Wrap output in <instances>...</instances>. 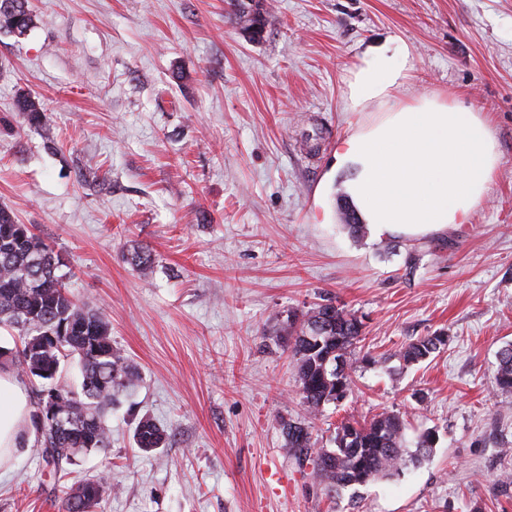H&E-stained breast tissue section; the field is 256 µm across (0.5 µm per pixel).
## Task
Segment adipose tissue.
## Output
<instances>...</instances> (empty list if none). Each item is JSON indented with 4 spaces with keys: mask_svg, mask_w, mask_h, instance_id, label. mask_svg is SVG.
I'll return each instance as SVG.
<instances>
[{
    "mask_svg": "<svg viewBox=\"0 0 512 512\" xmlns=\"http://www.w3.org/2000/svg\"><path fill=\"white\" fill-rule=\"evenodd\" d=\"M412 67L386 48L367 50L346 78V108L361 113L334 156L344 191L373 236L416 237L467 223L501 164L492 122L483 112L435 96L397 93ZM26 386L0 366V470L36 438Z\"/></svg>",
    "mask_w": 512,
    "mask_h": 512,
    "instance_id": "adipose-tissue-1",
    "label": "adipose tissue"
}]
</instances>
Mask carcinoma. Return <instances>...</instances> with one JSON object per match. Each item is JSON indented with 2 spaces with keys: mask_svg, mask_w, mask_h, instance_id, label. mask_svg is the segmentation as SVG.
Wrapping results in <instances>:
<instances>
[{
  "mask_svg": "<svg viewBox=\"0 0 512 512\" xmlns=\"http://www.w3.org/2000/svg\"><path fill=\"white\" fill-rule=\"evenodd\" d=\"M34 25L29 0H0V33L26 34ZM15 112L23 122L40 126L46 120L40 103L29 92L15 100ZM343 224L354 236L364 233L347 198H340ZM131 265L148 275L154 257L147 247L131 253ZM64 263L33 225L21 224L0 206V325L15 331L20 347L0 349V358L11 361L30 381H39L37 394L57 390L63 394L67 416L62 429L41 430L43 454L55 466L72 464L91 452L112 447L108 420L112 406L129 395L140 376L136 367L112 345L110 314L77 298L66 286ZM326 318L328 328L315 335L309 324ZM289 344L303 404L312 413L337 402L336 392H352V366L362 323L337 306L317 305L288 315ZM441 335L413 340L398 352L405 363L428 359L445 345ZM77 362L81 381L70 384L63 376L62 362ZM494 383L504 393L512 392V345L498 353ZM406 421L394 412H384L363 422L346 420L336 427L333 448H314L307 427L300 422L283 424L292 448L312 449L313 473L327 497L335 499L356 486L382 478H394L430 457L436 446L435 431L427 429L410 442ZM168 430L153 418H139L134 441L140 450L152 452L167 445ZM118 492L120 485H107L104 478L76 481L63 494L59 512H97L103 489Z\"/></svg>",
  "mask_w": 512,
  "mask_h": 512,
  "instance_id": "obj_1",
  "label": "carcinoma"
}]
</instances>
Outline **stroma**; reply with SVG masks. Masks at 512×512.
Segmentation results:
<instances>
[{"label": "stroma", "instance_id": "obj_1", "mask_svg": "<svg viewBox=\"0 0 512 512\" xmlns=\"http://www.w3.org/2000/svg\"><path fill=\"white\" fill-rule=\"evenodd\" d=\"M262 2L257 42L230 0H30L34 27L0 33V206L65 257L141 377L109 452L61 477L33 444L0 473V512H59L100 475L121 485L102 512H512V393L493 383L512 343V0ZM385 45L413 63L401 99L488 113L502 153L469 223L419 239L353 237L337 207L333 151L359 119L344 78ZM24 91L44 126L16 116ZM87 166L99 184L79 183ZM140 245L146 278L125 259ZM327 301L363 327L352 393L312 415L283 340L289 311ZM436 332L439 353L398 358ZM383 412L435 430L431 456L334 501L281 430L330 448L343 417ZM145 415L168 447L136 448Z\"/></svg>", "mask_w": 512, "mask_h": 512}]
</instances>
